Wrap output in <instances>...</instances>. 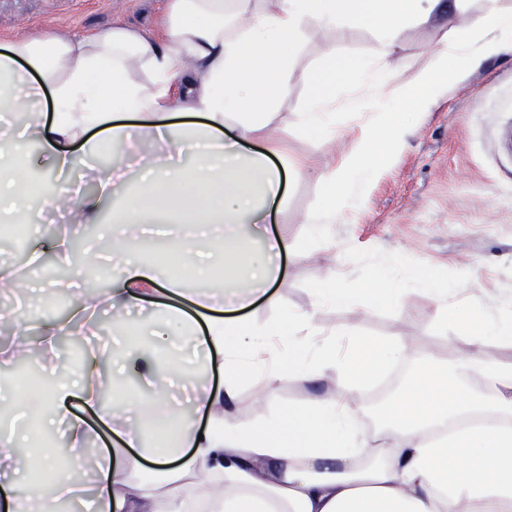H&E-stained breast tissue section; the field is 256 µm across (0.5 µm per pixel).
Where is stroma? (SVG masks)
I'll use <instances>...</instances> for the list:
<instances>
[{
  "instance_id": "obj_1",
  "label": "stroma",
  "mask_w": 512,
  "mask_h": 512,
  "mask_svg": "<svg viewBox=\"0 0 512 512\" xmlns=\"http://www.w3.org/2000/svg\"><path fill=\"white\" fill-rule=\"evenodd\" d=\"M165 5L166 0H0V41L53 29L95 34L115 24L157 33ZM378 38L367 25L344 23L330 33L310 29L290 59L287 95L250 139L254 146L276 139L289 157L313 166L312 173L289 177L283 201L272 207L270 229L293 249L283 260L278 304L258 307L254 317L261 323L311 309L319 328L335 330L338 350L359 336H403L421 356L445 361L454 348L438 324L446 308L462 304L464 290L472 291L489 319L512 313V55L488 59L464 80L449 83L432 111L409 126L404 149L373 182L362 206L334 225L330 238L313 239L306 218L320 202L318 172L354 150L363 124L382 126L386 119L337 108L339 134L327 145L318 133L301 131L295 113L316 94L328 50L357 66ZM447 48L445 26H408L389 61L392 92L405 94L418 76L438 68ZM64 230L58 218L44 213L34 237L1 245L0 259L26 268L33 243L50 244ZM422 270L443 285V297L420 290L416 277ZM369 272L406 288L407 304L397 307L355 291ZM331 277L352 287L351 298L340 307L314 308L319 284ZM311 391L296 376L272 388L252 379L240 388L239 407L244 419L259 421L307 400Z\"/></svg>"
}]
</instances>
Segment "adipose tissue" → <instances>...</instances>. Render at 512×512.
Here are the masks:
<instances>
[{
    "instance_id": "obj_1",
    "label": "adipose tissue",
    "mask_w": 512,
    "mask_h": 512,
    "mask_svg": "<svg viewBox=\"0 0 512 512\" xmlns=\"http://www.w3.org/2000/svg\"><path fill=\"white\" fill-rule=\"evenodd\" d=\"M467 0H167L166 35L122 25L95 36L56 31L39 38L17 34L0 43V112H24L51 97L50 120L27 123L22 137L39 145L48 167L65 174L75 163L112 154L132 139L160 141L164 152L142 157L134 192L124 184L100 188L71 203L70 188L29 179L28 157L0 151V217L36 222L30 201L62 213L72 227L100 221L108 193L124 194L110 215L109 247L93 254L117 273L115 288L85 287L83 273L61 284L75 305L67 317L45 319L39 347L54 366L38 390L0 393V416L38 420L43 432L63 430L67 456L32 455L19 477V449L28 430H0V512H512V363L491 358L488 338L512 343V317L488 320L480 308L452 317L454 356L420 359L408 338H359L344 352L319 338L313 313L259 323L251 308L278 303L272 285L285 273L279 257L286 238L270 236L269 205L283 193L282 173L309 165L280 157L276 144L239 148L288 92V63L309 26L372 25L381 37L362 70L332 61L322 89L296 112L303 130L336 135V86L369 81L371 93L348 94L350 112L390 116L384 136L362 129L355 151L320 174L321 204L307 222L312 234L360 208L373 181L404 146L409 117L430 110L447 87L483 59L512 54V10L489 7L455 24ZM443 19L450 32V66L417 79L405 96L386 90L388 60L405 26ZM483 38L479 53L471 35ZM178 230V276L161 279L157 262L131 255L129 237L148 213ZM209 228L214 248L201 250L196 230ZM221 274V295L184 287L185 278ZM151 302L156 328L184 338L204 373L188 409L167 403L172 380L192 373L179 349L132 363L130 354L92 349L71 368L58 343L85 317L110 308L130 343L145 328L130 316ZM418 361L407 386L384 409L375 431L357 426L349 397L387 364ZM152 389L144 403L122 386L126 367ZM327 378L335 392L262 421L242 424L235 404L252 378L276 384L287 377ZM81 396L121 435L97 451L91 489L70 479L83 467L91 428L67 401ZM207 418L198 425L197 415Z\"/></svg>"
}]
</instances>
